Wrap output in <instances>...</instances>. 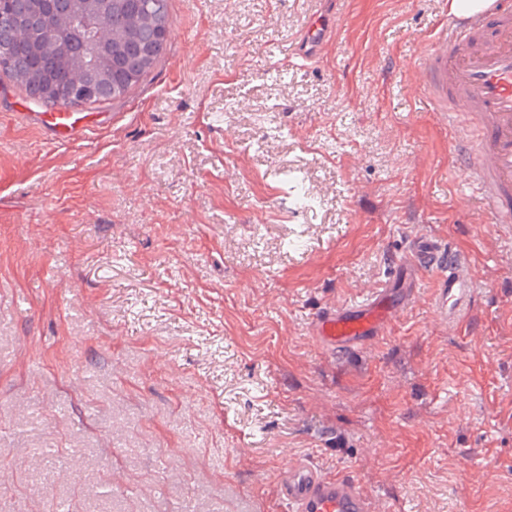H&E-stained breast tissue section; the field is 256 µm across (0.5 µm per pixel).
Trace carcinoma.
<instances>
[{
	"instance_id": "obj_1",
	"label": "carcinoma",
	"mask_w": 512,
	"mask_h": 512,
	"mask_svg": "<svg viewBox=\"0 0 512 512\" xmlns=\"http://www.w3.org/2000/svg\"><path fill=\"white\" fill-rule=\"evenodd\" d=\"M168 23L167 0H113L105 25L118 42L112 45V100L124 98L154 67L163 50V34ZM73 24L64 11L50 16L45 27L29 34L0 28V42L6 44L7 62L0 65L25 89L46 76L74 84L83 72L71 65L67 49L50 36L53 29Z\"/></svg>"
}]
</instances>
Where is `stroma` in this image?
<instances>
[{"label": "stroma", "instance_id": "35a3bbf8", "mask_svg": "<svg viewBox=\"0 0 512 512\" xmlns=\"http://www.w3.org/2000/svg\"><path fill=\"white\" fill-rule=\"evenodd\" d=\"M319 8L303 66L308 0H169L156 66L71 143L0 71V512H283L296 453L383 512H512V224L414 80L448 0ZM425 235L470 261L469 312L425 274L372 345L320 347L312 314ZM319 12V10H316L311 13V17H316L318 15V18L315 22L309 24L302 39V45H304V48L310 45V49L306 50L308 54L302 55V57L306 59L311 57L313 54L322 51L325 47L332 44L336 38V27H334L330 21H320L319 19L321 18V15Z\"/></svg>", "mask_w": 512, "mask_h": 512}]
</instances>
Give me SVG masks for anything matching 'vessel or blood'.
I'll return each instance as SVG.
<instances>
[{"instance_id": "obj_1", "label": "vessel or blood", "mask_w": 512, "mask_h": 512, "mask_svg": "<svg viewBox=\"0 0 512 512\" xmlns=\"http://www.w3.org/2000/svg\"><path fill=\"white\" fill-rule=\"evenodd\" d=\"M331 22L309 24L302 39L311 53L332 44ZM416 80L423 100L448 121L451 151L466 166L484 211L497 224H512V10L488 6L450 17L421 55ZM44 133L71 142L85 125L67 108L39 115ZM435 276L433 307L443 320L469 305L474 282L467 259L441 240L413 238L399 279L340 306L322 308L309 331L333 352L364 347L382 335L390 313L415 297L418 274ZM288 512H379V504L353 472L332 476L308 457L295 455L277 481Z\"/></svg>"}]
</instances>
